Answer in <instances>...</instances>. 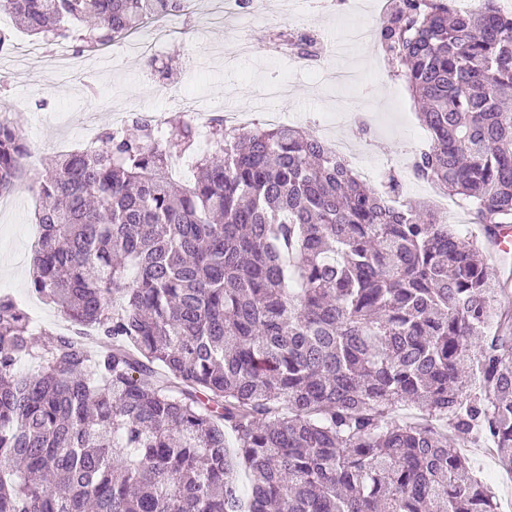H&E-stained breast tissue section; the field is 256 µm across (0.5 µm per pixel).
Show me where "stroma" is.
<instances>
[{
  "instance_id": "obj_1",
  "label": "stroma",
  "mask_w": 512,
  "mask_h": 512,
  "mask_svg": "<svg viewBox=\"0 0 512 512\" xmlns=\"http://www.w3.org/2000/svg\"><path fill=\"white\" fill-rule=\"evenodd\" d=\"M173 24L155 56L116 63L112 52L101 50L92 53L88 71L62 77L47 52L0 86L1 94L28 104V111L15 115L14 120L25 128L38 157L37 165L24 175V187L10 197L8 206L0 205V294L11 295L30 308L46 332H58L66 321L52 305L32 298L29 292L30 258L37 240L34 210L39 200L27 187L42 177L48 159L81 145L86 117L96 108L112 103L135 114L167 117L173 112L168 96L179 93L200 100L211 114L232 109L246 121L260 123L264 117L255 107L254 90L276 76L287 87L286 95L272 103L283 121L322 138L347 140L363 166L377 164L382 174H401L409 165L411 150L423 146L426 131L404 85L391 77L381 45L369 42L343 55L325 53L311 61L290 57L264 41L266 29L283 25L322 42L332 39L339 26L337 16L310 12L302 4L288 14L270 9L265 28L251 32V52L227 63L214 60L210 50L238 38V27L209 22L194 9ZM164 64L170 68L165 78L159 74ZM342 68L358 74L354 116L351 123L326 130L317 120L336 111L343 92L330 73ZM464 454L477 478L495 493L499 512H512V476L499 466L494 454L479 447L465 449Z\"/></svg>"
}]
</instances>
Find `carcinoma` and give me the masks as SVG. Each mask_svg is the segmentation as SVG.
Returning a JSON list of instances; mask_svg holds the SVG:
<instances>
[{"instance_id": "1", "label": "carcinoma", "mask_w": 512, "mask_h": 512, "mask_svg": "<svg viewBox=\"0 0 512 512\" xmlns=\"http://www.w3.org/2000/svg\"><path fill=\"white\" fill-rule=\"evenodd\" d=\"M186 2L0 10L82 53ZM380 39L432 140L414 177L493 247L512 224V12L399 0ZM132 126L36 183L32 293L72 331L0 296V512H498L448 445L490 443L512 473V307L478 246L301 127L217 122L216 161L184 119ZM28 147L1 119L0 195ZM191 154L194 179L171 178Z\"/></svg>"}]
</instances>
